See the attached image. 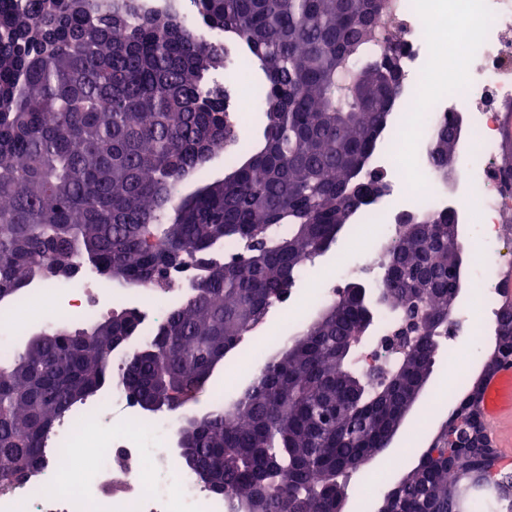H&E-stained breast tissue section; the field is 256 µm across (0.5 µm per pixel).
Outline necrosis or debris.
<instances>
[{"label":"necrosis or debris","instance_id":"obj_1","mask_svg":"<svg viewBox=\"0 0 512 512\" xmlns=\"http://www.w3.org/2000/svg\"><path fill=\"white\" fill-rule=\"evenodd\" d=\"M394 4L402 21L405 92L396 105L397 119L386 125L369 159L372 168L386 173V191L358 217L376 218L393 234L400 209H448L425 145L443 113H463L467 133L459 143L463 176L457 192L465 199L477 195L486 216L473 244L478 259L470 268L484 293L480 312L457 313L448 333L480 337L497 320L504 274L499 250L512 242V170L493 159L503 114L512 108V0ZM440 41L460 46L464 75L455 92L431 96L426 89L435 81ZM58 288L51 282L30 290L23 304L54 305L61 320L98 310L103 287L91 277L80 280L68 303H59ZM176 424L165 414L145 416L120 387L93 396L73 408L50 436L53 465L0 493V512H229L228 501L203 490L180 457L167 450ZM89 457L94 465L84 479L64 484L73 464Z\"/></svg>","mask_w":512,"mask_h":512}]
</instances>
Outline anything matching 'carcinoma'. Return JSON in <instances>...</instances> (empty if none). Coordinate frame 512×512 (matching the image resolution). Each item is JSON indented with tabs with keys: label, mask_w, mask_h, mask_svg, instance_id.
<instances>
[{
	"label": "carcinoma",
	"mask_w": 512,
	"mask_h": 512,
	"mask_svg": "<svg viewBox=\"0 0 512 512\" xmlns=\"http://www.w3.org/2000/svg\"><path fill=\"white\" fill-rule=\"evenodd\" d=\"M203 30L178 4L134 0H0V304L39 280L88 265L107 284L161 283L197 265L191 295L145 325L137 307L105 321L34 336L0 355V487L51 464L45 439L86 398L119 384L151 414L178 411L204 390L224 356L284 298L309 258L386 186L366 164L403 90L404 44L392 0H193ZM220 31L264 75L258 142L211 80L226 64ZM445 113L428 145L448 180ZM224 156L225 176L204 175ZM198 183L180 195L186 176ZM386 248L383 281L350 283L265 357L229 406L216 396L180 421L179 453L233 512H336L362 459L382 452L408 396L431 373L448 319L459 311L453 269L457 213L416 211ZM232 261L208 257L236 240ZM423 307L417 347L397 355L399 383L371 380L357 337L383 314L398 326ZM124 368L112 371L120 348ZM458 401L418 463L377 512H512V471L495 497L473 476L486 458L448 456V427L477 411Z\"/></svg>",
	"instance_id": "carcinoma-1"
}]
</instances>
